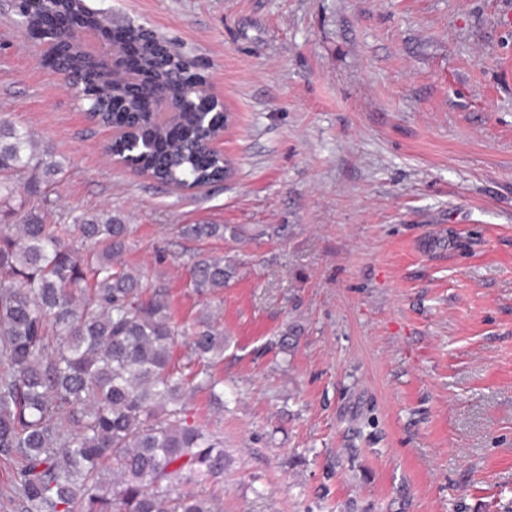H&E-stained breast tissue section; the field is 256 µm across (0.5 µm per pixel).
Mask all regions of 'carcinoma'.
<instances>
[{"label": "carcinoma", "mask_w": 512, "mask_h": 512, "mask_svg": "<svg viewBox=\"0 0 512 512\" xmlns=\"http://www.w3.org/2000/svg\"><path fill=\"white\" fill-rule=\"evenodd\" d=\"M139 59L159 93L195 86L185 65L169 87L170 68L146 45ZM88 94L103 125L121 128L120 108L146 110L102 72ZM201 127L193 112L176 130L145 121L135 139L151 151L136 175L177 190L224 181L230 161L203 167L184 150ZM62 173L30 129L0 117V456L16 460L4 496L16 512H221L195 487L224 478V443L189 421L187 403L196 391L223 402L224 379L193 366L224 357V329L207 311L181 325L165 285L143 289L121 262L131 227L112 211L47 222L41 185ZM179 232L222 238L224 225ZM230 278L222 257L192 263L198 294Z\"/></svg>", "instance_id": "carcinoma-1"}]
</instances>
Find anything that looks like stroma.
<instances>
[{"label":"stroma","instance_id":"1","mask_svg":"<svg viewBox=\"0 0 512 512\" xmlns=\"http://www.w3.org/2000/svg\"><path fill=\"white\" fill-rule=\"evenodd\" d=\"M199 60L232 123L196 192L112 167L107 129L0 16V115L109 209L175 319L218 315L222 512H512V0H85ZM220 224V238H182ZM224 258L201 296L189 259ZM179 232L185 239L201 241L223 237L224 227L220 224H184L179 227Z\"/></svg>","mask_w":512,"mask_h":512}]
</instances>
